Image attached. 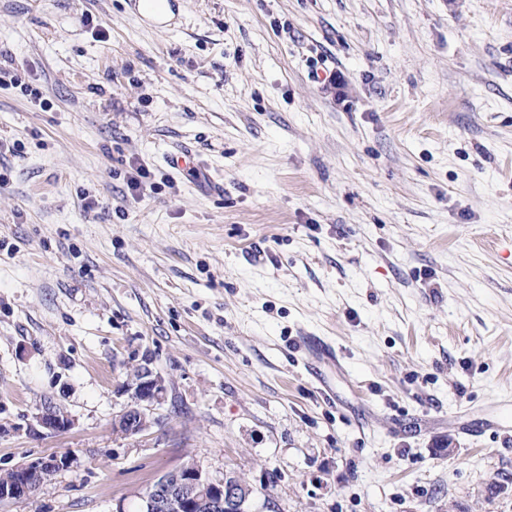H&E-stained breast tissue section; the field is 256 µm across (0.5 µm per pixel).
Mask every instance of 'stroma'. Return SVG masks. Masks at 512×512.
I'll list each match as a JSON object with an SVG mask.
<instances>
[{"mask_svg": "<svg viewBox=\"0 0 512 512\" xmlns=\"http://www.w3.org/2000/svg\"><path fill=\"white\" fill-rule=\"evenodd\" d=\"M168 3L0 0V473L74 460L0 512H137L188 461L251 512H512V0ZM301 344L310 360V369L318 373L317 367L321 363L340 365V358L336 348L318 336H304ZM139 369L134 368L129 382L138 378ZM166 380L153 368L147 360L140 366L139 379L130 388L131 404L113 421V429L121 434L132 436L146 431L152 421L148 416L165 401ZM33 420L37 427L50 434L67 431L75 424L74 419L66 413L62 415L58 410V404L52 401L48 406H41L34 414Z\"/></svg>", "mask_w": 512, "mask_h": 512, "instance_id": "1", "label": "stroma"}]
</instances>
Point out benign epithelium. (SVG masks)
Listing matches in <instances>:
<instances>
[{
    "instance_id": "1",
    "label": "benign epithelium",
    "mask_w": 512,
    "mask_h": 512,
    "mask_svg": "<svg viewBox=\"0 0 512 512\" xmlns=\"http://www.w3.org/2000/svg\"><path fill=\"white\" fill-rule=\"evenodd\" d=\"M166 380L150 367L140 366L139 379L130 388L131 404L113 421V429L132 436L146 431L151 421L148 416L165 401ZM35 425L50 434L71 429L74 419L58 410L53 402L42 406L34 414ZM73 459L54 455L17 466L22 473L54 476L71 468ZM252 486L247 481L226 473L214 480L197 464L182 465L165 473L141 498L140 512H250Z\"/></svg>"
}]
</instances>
